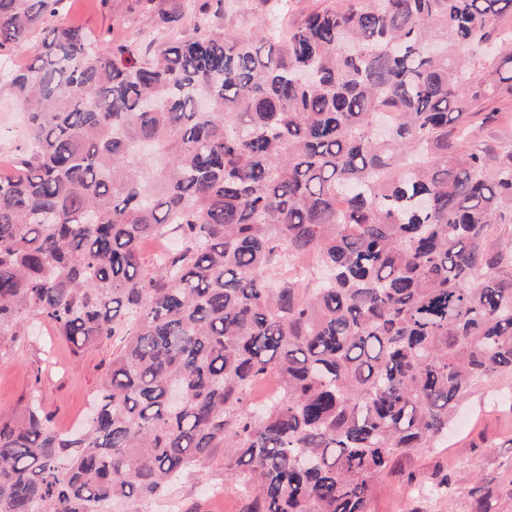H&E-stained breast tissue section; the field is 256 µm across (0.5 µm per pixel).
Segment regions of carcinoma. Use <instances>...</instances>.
I'll return each mask as SVG.
<instances>
[{"instance_id": "cac0c4a2", "label": "carcinoma", "mask_w": 512, "mask_h": 512, "mask_svg": "<svg viewBox=\"0 0 512 512\" xmlns=\"http://www.w3.org/2000/svg\"><path fill=\"white\" fill-rule=\"evenodd\" d=\"M0 0L27 145L0 174V342L118 339L83 427L0 418V512H145L224 469L240 512H372L479 383L512 373V0H340L241 35L172 0L151 54ZM151 239L175 242L157 260ZM279 390L250 397L268 375ZM224 449L222 457L217 449ZM409 486L452 496V478ZM470 512H490L489 482Z\"/></svg>"}]
</instances>
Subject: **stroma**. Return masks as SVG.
<instances>
[{
    "label": "stroma",
    "instance_id": "1",
    "mask_svg": "<svg viewBox=\"0 0 512 512\" xmlns=\"http://www.w3.org/2000/svg\"><path fill=\"white\" fill-rule=\"evenodd\" d=\"M272 0H224V24L240 33L254 31L268 14ZM64 22L116 39L148 34L156 37L153 18L141 13L136 0H64ZM26 135V116L8 86H0V162L8 163ZM112 359V344L94 347L81 361L47 322L32 333L0 342V417L14 415L29 395H38L53 423L62 430L78 426L87 416L102 375ZM451 475L452 500L415 502L402 492L410 474ZM492 478L499 507L512 512V376L485 382L458 406L442 447L417 449L401 457L385 476L374 512H469L467 492L476 474ZM224 488L212 496L213 486ZM189 512H239V500L220 469L203 478L188 476L175 490Z\"/></svg>",
    "mask_w": 512,
    "mask_h": 512
}]
</instances>
